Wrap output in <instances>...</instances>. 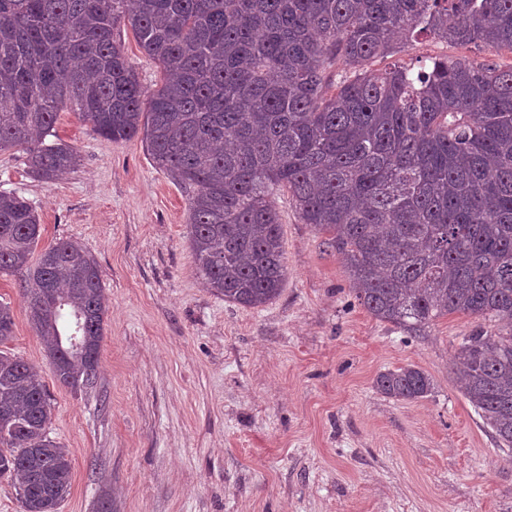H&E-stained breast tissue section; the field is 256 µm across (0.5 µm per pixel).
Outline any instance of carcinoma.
<instances>
[{
	"label": "carcinoma",
	"instance_id": "obj_1",
	"mask_svg": "<svg viewBox=\"0 0 512 512\" xmlns=\"http://www.w3.org/2000/svg\"><path fill=\"white\" fill-rule=\"evenodd\" d=\"M130 25L163 71L148 94L116 31ZM420 33L512 51V0H0V152L46 181L79 162L59 112L115 143L141 137L188 200L196 270L227 302L277 298L287 267L275 196L329 234L358 303L417 333L448 314L496 323L462 339L454 370L500 449L512 450V66L467 59L370 68ZM347 66L335 80L329 69ZM56 141L48 144L47 137ZM39 216L0 191V272L20 275L56 381L96 377L108 312L97 261L59 238L35 254ZM87 355L64 352L58 304ZM0 477L24 512H58L67 448L48 437L38 368L2 349ZM396 400L432 393L413 366L380 373Z\"/></svg>",
	"mask_w": 512,
	"mask_h": 512
}]
</instances>
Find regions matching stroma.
Returning a JSON list of instances; mask_svg holds the SVG:
<instances>
[{"mask_svg": "<svg viewBox=\"0 0 512 512\" xmlns=\"http://www.w3.org/2000/svg\"><path fill=\"white\" fill-rule=\"evenodd\" d=\"M512 65V52L409 38L375 68L434 59ZM58 136L81 162L53 181L0 153V191L35 207L42 244L80 242L109 300L97 380L61 386L27 317L19 277L0 273L9 352L49 389L50 438L69 448L58 512H512V457L463 395L455 350L493 322L451 314L417 337L356 301L343 258L275 199L288 278L258 308L204 284L185 237L187 200L141 139L114 143L63 109ZM428 373L427 398L382 394L379 373Z\"/></svg>", "mask_w": 512, "mask_h": 512, "instance_id": "stroma-1", "label": "stroma"}]
</instances>
